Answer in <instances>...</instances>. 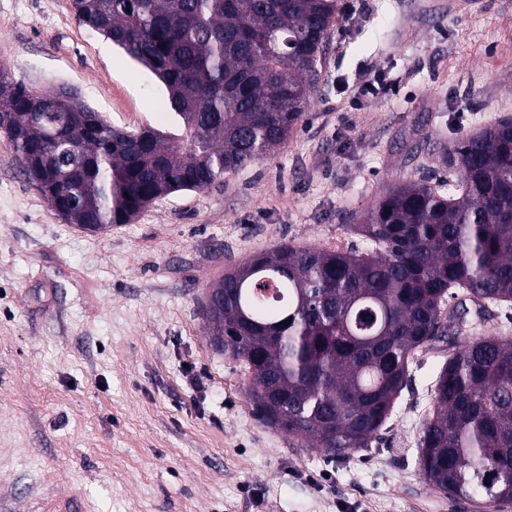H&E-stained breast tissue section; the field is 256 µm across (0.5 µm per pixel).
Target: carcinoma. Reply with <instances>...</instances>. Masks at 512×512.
<instances>
[{"instance_id": "cac0c4a2", "label": "carcinoma", "mask_w": 512, "mask_h": 512, "mask_svg": "<svg viewBox=\"0 0 512 512\" xmlns=\"http://www.w3.org/2000/svg\"><path fill=\"white\" fill-rule=\"evenodd\" d=\"M76 21L164 85L178 130L116 127L82 98L0 71L21 173L67 224L105 231L156 199L275 156L311 106L338 0H72ZM448 182L388 186L354 216L362 250L278 246L214 282L210 341L239 362L263 425L329 458L371 447L414 356L448 335V291L512 307V118L444 152ZM448 356L418 443L429 485L512 502V337ZM291 320L289 325L283 321Z\"/></svg>"}]
</instances>
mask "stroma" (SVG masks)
<instances>
[{
    "instance_id": "stroma-1",
    "label": "stroma",
    "mask_w": 512,
    "mask_h": 512,
    "mask_svg": "<svg viewBox=\"0 0 512 512\" xmlns=\"http://www.w3.org/2000/svg\"><path fill=\"white\" fill-rule=\"evenodd\" d=\"M312 104L275 157L128 224L65 223L0 132V512H512L429 487L417 443L455 342L421 352L371 448L331 459L252 411L208 340L210 284L280 245L362 248L388 184L444 181L442 154L512 117V0H338ZM0 67L69 85L112 125L172 129L164 86L71 0H0ZM386 85L357 96L367 72Z\"/></svg>"
}]
</instances>
